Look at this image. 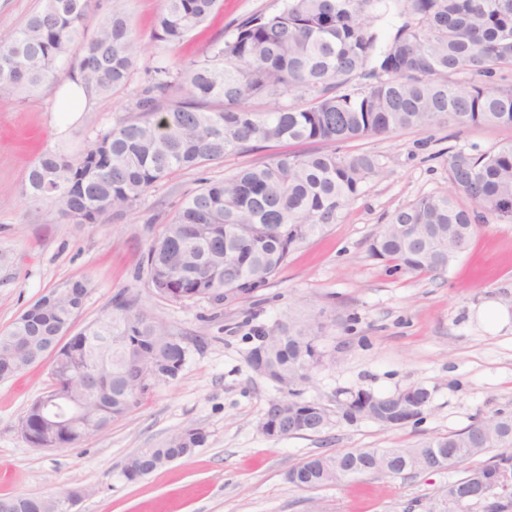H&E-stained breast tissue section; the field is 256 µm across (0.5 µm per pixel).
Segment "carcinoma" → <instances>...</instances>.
Listing matches in <instances>:
<instances>
[{
  "mask_svg": "<svg viewBox=\"0 0 512 512\" xmlns=\"http://www.w3.org/2000/svg\"><path fill=\"white\" fill-rule=\"evenodd\" d=\"M220 0H163L154 40L178 45L218 9ZM92 0H42L6 44L0 45V100L12 101L68 74L81 42L78 69L87 94L108 95L127 85L140 43L124 12L102 15L95 34L80 40ZM399 19L384 43L375 22ZM512 67V0H285L275 14L251 15L231 38L215 40L202 58L148 71L132 110L138 116L101 130L80 152H47L28 174V199L46 204L73 224H96L122 215L156 183L249 151V144L308 143L319 148L284 153L251 164L218 182H206L163 225L145 257L148 284L172 303L207 300L213 306L248 300L267 286L289 255L335 224L363 184L377 174L366 152L342 153L339 145L402 130L448 124L512 127V88L492 79ZM471 75L468 85L449 80ZM365 79L360 89L347 87ZM446 194L424 195L397 210L370 244L373 257L394 272L438 275L469 245L477 218L512 223V142L489 153L457 152L448 158ZM464 195L481 215L461 207ZM89 291L70 280L29 306V321L0 333V380L24 371L42 336H57L73 323ZM89 336H110L100 350L102 375H86L83 340L61 345L62 359L49 365L63 397H96L95 417L126 415L153 386L177 379L191 349L146 308L119 293L104 314L84 327ZM322 325L290 318L276 331L255 330L248 357H263L271 381L288 389L272 400L259 430L278 438L316 433L311 422L327 414L314 401L298 400L297 387L323 365ZM343 419L403 427L392 403L359 391L343 404ZM21 423L34 448L53 441H84L64 424L48 426L39 400ZM205 442L187 427L156 448L129 455L123 475L140 479L184 458ZM465 466L448 483L456 512L480 505L495 512L496 499L477 493L480 479L512 471V413L499 411L464 430L431 437L409 448H359L310 455L287 474L288 483L317 489L379 470L389 476L425 463ZM0 512H54L49 497H0Z\"/></svg>",
  "mask_w": 512,
  "mask_h": 512,
  "instance_id": "cac0c4a2",
  "label": "carcinoma"
}]
</instances>
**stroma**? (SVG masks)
I'll return each mask as SVG.
<instances>
[{"label": "stroma", "instance_id": "obj_1", "mask_svg": "<svg viewBox=\"0 0 512 512\" xmlns=\"http://www.w3.org/2000/svg\"><path fill=\"white\" fill-rule=\"evenodd\" d=\"M161 6L162 0H95L86 34L96 31L101 13L125 11L140 57L126 87L91 97L64 131L54 123L58 83L0 107V332L50 290L85 278L90 288L75 329L123 293L185 338L191 355L177 380L156 385L108 430L72 448L31 447L18 429L28 404L50 386L47 363L0 380V497L82 487L87 494L73 512H425L461 478V467L370 474L312 490L292 486L286 474L310 455L411 446L460 431L475 418L512 411V328H491L478 315L488 300L512 310V223L488 220L437 276L390 274L369 253L396 209L448 192L450 155L495 150L512 141V127L448 125L347 143L345 151L374 155L377 174L338 223L292 252L253 298L218 308L204 300L155 298L137 273L160 225L202 182L272 162L282 147L257 142L246 153L174 173L134 210L99 224H71L50 206L31 205L27 176L43 153L77 151L126 117L156 58H197L208 42L230 38L246 17L281 11L284 0H223L213 20L176 46L152 38ZM309 315L325 325L321 347L329 361L303 396L322 404L330 422L316 434L263 435L259 423L281 390L248 365L253 334ZM414 385L432 392L417 423L383 428L341 417L352 393L394 394ZM189 426L206 436L189 457L136 481L124 477L130 454Z\"/></svg>", "mask_w": 512, "mask_h": 512}]
</instances>
